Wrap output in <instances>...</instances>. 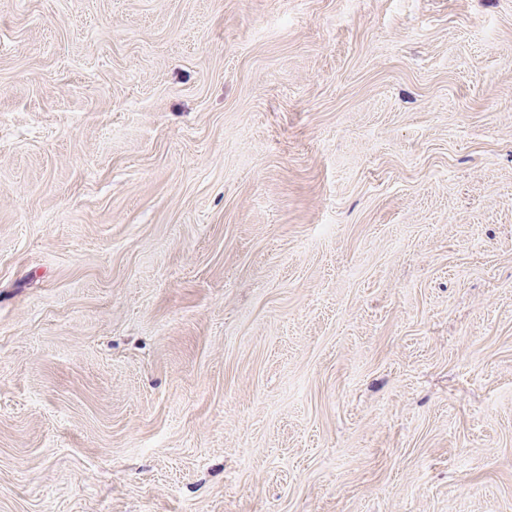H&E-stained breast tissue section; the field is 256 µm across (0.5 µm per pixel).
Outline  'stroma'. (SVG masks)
Returning a JSON list of instances; mask_svg holds the SVG:
<instances>
[{
  "label": "stroma",
  "instance_id": "obj_1",
  "mask_svg": "<svg viewBox=\"0 0 512 512\" xmlns=\"http://www.w3.org/2000/svg\"><path fill=\"white\" fill-rule=\"evenodd\" d=\"M0 512H512V0H0Z\"/></svg>",
  "mask_w": 512,
  "mask_h": 512
}]
</instances>
